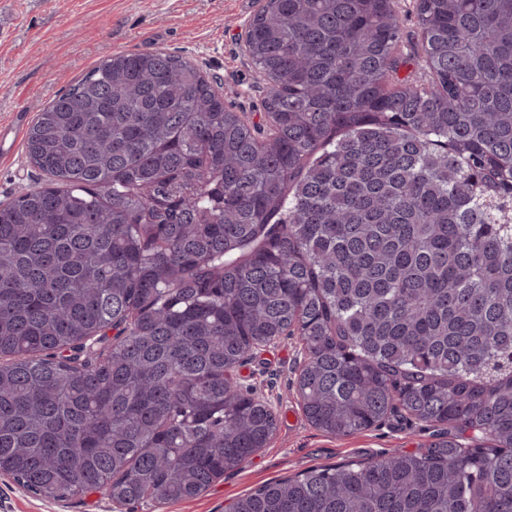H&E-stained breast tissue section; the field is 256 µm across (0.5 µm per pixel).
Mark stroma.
<instances>
[{"mask_svg":"<svg viewBox=\"0 0 512 512\" xmlns=\"http://www.w3.org/2000/svg\"><path fill=\"white\" fill-rule=\"evenodd\" d=\"M259 0H0V121L37 114L101 60L128 51L166 50L194 61L216 79L225 101L258 118L256 78L242 35ZM23 142L0 157V202L39 181ZM299 337L282 339L241 366L240 384L272 405L279 426L243 470L224 476L197 498L150 507L149 512H224L234 498L264 483L319 465L363 461L385 451L411 452L429 439L425 430L391 423L336 438L305 417L293 381ZM93 492L69 501L36 497L0 476V512H110Z\"/></svg>","mask_w":512,"mask_h":512,"instance_id":"35a3bbf8","label":"stroma"}]
</instances>
